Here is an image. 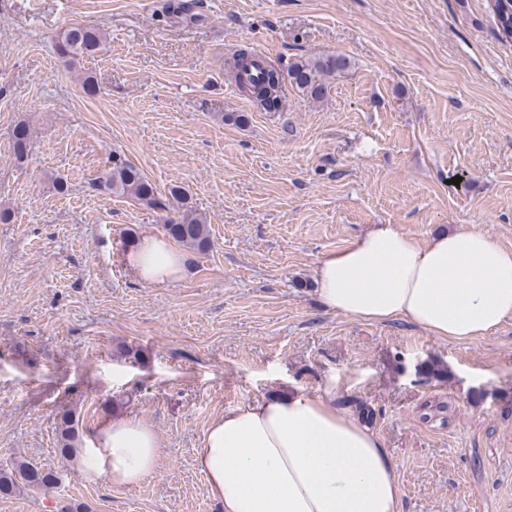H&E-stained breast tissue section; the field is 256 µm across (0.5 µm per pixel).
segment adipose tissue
<instances>
[{"label": "adipose tissue", "instance_id": "1", "mask_svg": "<svg viewBox=\"0 0 512 512\" xmlns=\"http://www.w3.org/2000/svg\"><path fill=\"white\" fill-rule=\"evenodd\" d=\"M125 254L151 284L183 271L182 255L161 236H142ZM315 280L325 310L370 322L402 319L449 341L488 336L512 317V251L473 228L421 246L380 224L323 255ZM157 455L152 429L125 417L87 438L84 461L125 487L140 483ZM196 462L224 512H400L393 460L373 431L337 410L332 388L237 405L208 427Z\"/></svg>", "mask_w": 512, "mask_h": 512}]
</instances>
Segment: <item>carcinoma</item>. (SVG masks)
<instances>
[{"instance_id": "carcinoma-1", "label": "carcinoma", "mask_w": 512, "mask_h": 512, "mask_svg": "<svg viewBox=\"0 0 512 512\" xmlns=\"http://www.w3.org/2000/svg\"><path fill=\"white\" fill-rule=\"evenodd\" d=\"M203 7L201 0H167L162 5V13L169 18L189 16L200 19ZM496 29L501 38L512 31V0H494L490 5ZM106 41L102 28L70 26L58 37L57 54L68 69H74L80 60L93 57ZM346 57L328 54L307 57L293 62L288 68L267 65L261 84L257 86L239 85L241 91L251 94L260 106L267 110H276L282 101V89L290 84L299 92L312 99L320 100L327 95L331 80L348 69ZM31 129L25 122L14 126L11 134L14 158L24 162L29 154ZM97 191L109 192L134 200L152 210L170 214L162 228L174 241L196 250L208 252L212 240L208 229L207 217L191 204L182 188L173 186L167 194L158 192L157 187L144 172L124 154L114 151L108 158L107 169L94 182ZM57 442L61 451L68 454L81 444L78 420L75 412L65 411L55 423ZM23 483L29 488L43 490L56 483V475L44 471L31 463L16 459L10 465L0 468V494L10 495Z\"/></svg>"}]
</instances>
